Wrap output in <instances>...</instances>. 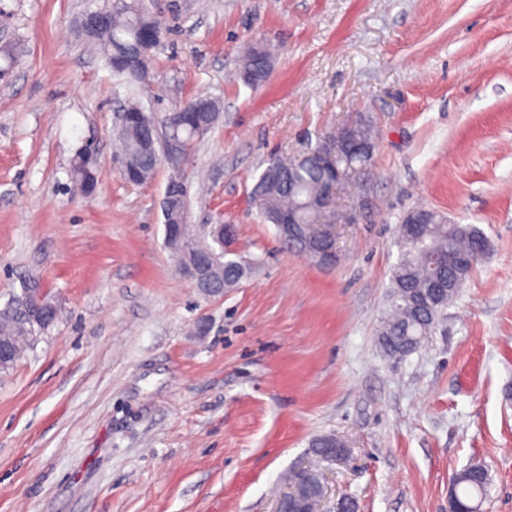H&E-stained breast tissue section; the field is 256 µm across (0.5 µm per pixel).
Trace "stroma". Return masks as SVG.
Wrapping results in <instances>:
<instances>
[{"instance_id": "obj_1", "label": "stroma", "mask_w": 512, "mask_h": 512, "mask_svg": "<svg viewBox=\"0 0 512 512\" xmlns=\"http://www.w3.org/2000/svg\"><path fill=\"white\" fill-rule=\"evenodd\" d=\"M107 0H0V309L37 281L58 309L0 371V512H274L312 444L326 503L448 512L453 476L489 470L484 512H512V0H150L165 23L128 96L79 28ZM271 53L258 87L251 46ZM213 98L183 157L127 183L116 114L157 120ZM368 125L370 162L336 197L340 260L285 247L249 196ZM92 148L99 182L71 168ZM179 172L189 221L229 224L245 277L201 296L164 245ZM477 225L489 251L422 346L378 330L405 216ZM342 441L336 436H323L315 439L312 444L313 453L319 457L320 459H325V454L327 448H330L328 452V458L330 460L341 459L346 455L347 449L343 447L340 448H332L342 446Z\"/></svg>"}]
</instances>
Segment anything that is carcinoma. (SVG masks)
I'll use <instances>...</instances> for the list:
<instances>
[{
	"instance_id": "carcinoma-1",
	"label": "carcinoma",
	"mask_w": 512,
	"mask_h": 512,
	"mask_svg": "<svg viewBox=\"0 0 512 512\" xmlns=\"http://www.w3.org/2000/svg\"><path fill=\"white\" fill-rule=\"evenodd\" d=\"M157 21L146 5L137 0L131 7L114 14L112 28L98 38L107 59L116 54H137L148 59L149 51L141 43L140 34ZM268 58L265 51L260 55L247 53L243 56L242 66L250 67L256 73L250 85H259L266 79ZM200 99V95L189 98L182 105V113H173L175 131L187 143L193 141L194 136L186 113ZM118 138L129 145L143 181L151 179L158 157L141 141V131L137 128L121 130ZM94 173L96 168L86 165L85 152H80L72 166L71 179L80 185L83 178H90ZM329 177L328 170L315 164H285L272 172L266 168L252 189L251 199L266 222L271 224L277 215L292 212L298 217L303 235L320 243L322 221L316 202ZM426 213V223L417 226L404 223L400 229L399 259L391 275L387 311L378 332L379 346L390 358L404 357L420 348L422 341L415 337L425 338L431 333L442 311L456 295V291L448 288V279L454 274L448 267V253L476 264L488 250L487 238L476 225L451 224L433 210L428 209ZM213 230L214 227L201 224L195 232L187 233V238L199 249L212 250L214 260L224 265V287L230 288L242 278L240 268L224 261L223 250L212 244ZM46 329L48 326L36 323L32 332L19 336L11 320L0 317V338H12L9 350L16 356ZM341 445L339 438L327 435L315 439L312 448L313 453L323 459L327 449ZM455 479L466 497L480 490L470 470L456 474Z\"/></svg>"
}]
</instances>
